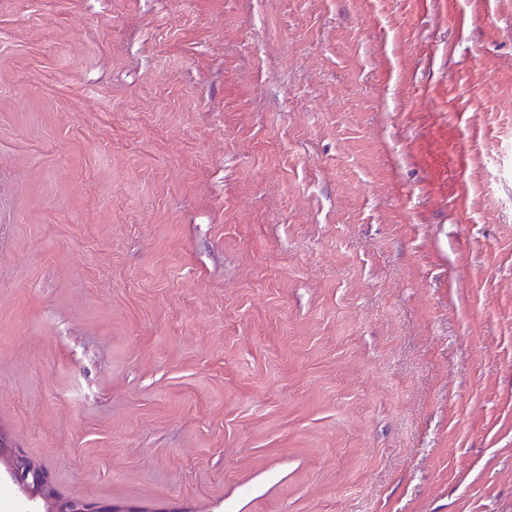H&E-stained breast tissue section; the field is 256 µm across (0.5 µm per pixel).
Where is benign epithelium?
Here are the masks:
<instances>
[{
	"instance_id": "benign-epithelium-1",
	"label": "benign epithelium",
	"mask_w": 512,
	"mask_h": 512,
	"mask_svg": "<svg viewBox=\"0 0 512 512\" xmlns=\"http://www.w3.org/2000/svg\"><path fill=\"white\" fill-rule=\"evenodd\" d=\"M0 468L10 484L30 503L28 512H145L119 505L60 497L49 473L16 447L11 437L0 430Z\"/></svg>"
}]
</instances>
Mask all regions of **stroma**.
Returning <instances> with one entry per match:
<instances>
[{
    "label": "stroma",
    "instance_id": "1",
    "mask_svg": "<svg viewBox=\"0 0 512 512\" xmlns=\"http://www.w3.org/2000/svg\"><path fill=\"white\" fill-rule=\"evenodd\" d=\"M0 430L142 512H512V0H0Z\"/></svg>",
    "mask_w": 512,
    "mask_h": 512
}]
</instances>
